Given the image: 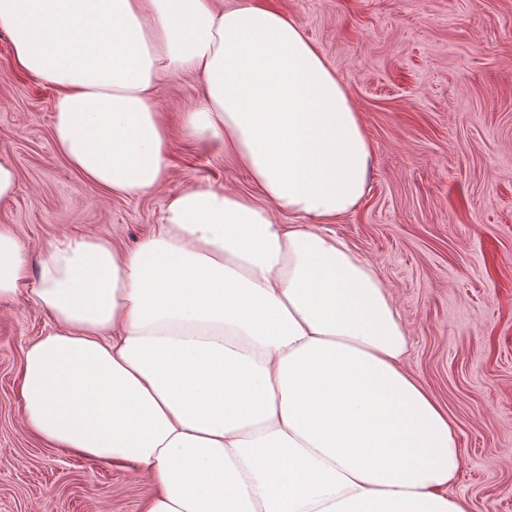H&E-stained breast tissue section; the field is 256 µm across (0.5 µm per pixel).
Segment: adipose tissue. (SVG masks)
<instances>
[{
	"mask_svg": "<svg viewBox=\"0 0 512 512\" xmlns=\"http://www.w3.org/2000/svg\"><path fill=\"white\" fill-rule=\"evenodd\" d=\"M0 29L14 67L57 89L52 137L85 180L159 189L156 87L197 74L184 131L265 198L202 181L136 249L64 236L34 273L0 225V304L26 290L54 323L24 353L26 427L143 474V512H468L455 427L405 370L389 288L324 228L368 192L372 149L300 27L257 0H0Z\"/></svg>",
	"mask_w": 512,
	"mask_h": 512,
	"instance_id": "obj_1",
	"label": "adipose tissue"
}]
</instances>
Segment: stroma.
I'll return each mask as SVG.
<instances>
[{"label":"stroma","mask_w":512,"mask_h":512,"mask_svg":"<svg viewBox=\"0 0 512 512\" xmlns=\"http://www.w3.org/2000/svg\"><path fill=\"white\" fill-rule=\"evenodd\" d=\"M262 2L300 26L362 117L370 189L331 229L389 286L412 343L405 369L455 425L451 491L469 512H512V0ZM201 96L200 76L162 79L170 178L117 197L57 152L56 92L13 68L0 31V156L18 175L0 224L30 265L71 234L134 249L166 198L202 180L259 197L222 149L181 129ZM52 327L26 297L0 305V512H142L141 474L50 447L24 425V353Z\"/></svg>","instance_id":"1"}]
</instances>
